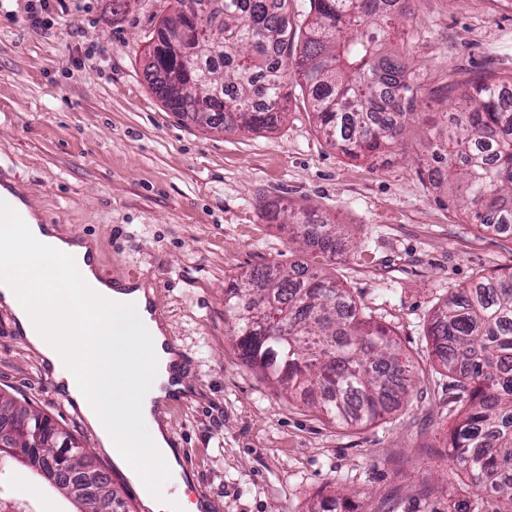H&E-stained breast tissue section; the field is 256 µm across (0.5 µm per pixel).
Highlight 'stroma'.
Returning a JSON list of instances; mask_svg holds the SVG:
<instances>
[{
    "instance_id": "stroma-1",
    "label": "stroma",
    "mask_w": 512,
    "mask_h": 512,
    "mask_svg": "<svg viewBox=\"0 0 512 512\" xmlns=\"http://www.w3.org/2000/svg\"><path fill=\"white\" fill-rule=\"evenodd\" d=\"M27 0L0 8V162L47 224L94 239L106 276L156 283L198 394L167 422L191 453L189 498L217 512H316L320 496L384 512H447L460 420L428 329L448 293L512 266V236L482 231L422 179L430 128L446 122L444 87L512 75V0H411L405 39L422 66L416 116L399 150L352 159L315 128L294 60L283 63L285 117L270 131L201 129L169 111L145 79L148 46L172 0ZM329 217L353 243L328 268L413 361L416 389L374 422L339 427L288 398L241 359L224 321V284L254 267L309 259L265 203ZM0 306V391L74 431L115 482L136 487L40 375ZM0 473L40 490V512H74L11 458Z\"/></svg>"
}]
</instances>
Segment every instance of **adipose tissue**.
<instances>
[{
    "mask_svg": "<svg viewBox=\"0 0 512 512\" xmlns=\"http://www.w3.org/2000/svg\"><path fill=\"white\" fill-rule=\"evenodd\" d=\"M87 247L28 213H0V305L75 398L101 447L135 484L148 512H198L155 400L165 398L171 354L145 316L143 291L114 290L84 261Z\"/></svg>",
    "mask_w": 512,
    "mask_h": 512,
    "instance_id": "obj_1",
    "label": "adipose tissue"
}]
</instances>
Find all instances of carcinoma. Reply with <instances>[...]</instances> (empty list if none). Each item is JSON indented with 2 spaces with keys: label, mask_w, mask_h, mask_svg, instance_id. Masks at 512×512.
Returning a JSON list of instances; mask_svg holds the SVG:
<instances>
[{
  "label": "carcinoma",
  "mask_w": 512,
  "mask_h": 512,
  "mask_svg": "<svg viewBox=\"0 0 512 512\" xmlns=\"http://www.w3.org/2000/svg\"><path fill=\"white\" fill-rule=\"evenodd\" d=\"M206 0H174L152 36L146 80L167 109L229 133L271 130L288 97L269 56H296L316 129L343 154L376 158L396 147L419 104L415 67L392 33L404 31L410 0H308V20L288 22V0H220V26L207 20L201 51L178 49L166 32ZM512 76H486L451 98L449 124L431 144L428 181L460 200L483 230L512 232V113L501 96ZM263 104H257V100ZM289 242L329 259L347 250L336 228L307 210L288 213ZM224 315L243 361L341 427L372 422L414 388L413 363L389 332L322 267L268 264L224 289ZM463 414L448 452L460 472L448 486H483L495 502L448 496V512H512V271L477 276L446 299L429 328ZM69 470L72 448H47Z\"/></svg>",
  "instance_id": "obj_1"
}]
</instances>
